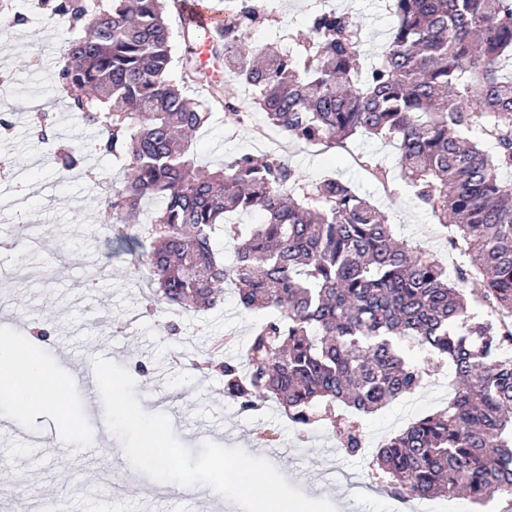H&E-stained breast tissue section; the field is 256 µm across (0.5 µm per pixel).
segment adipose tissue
<instances>
[{"label": "adipose tissue", "mask_w": 512, "mask_h": 512, "mask_svg": "<svg viewBox=\"0 0 512 512\" xmlns=\"http://www.w3.org/2000/svg\"><path fill=\"white\" fill-rule=\"evenodd\" d=\"M65 384L44 368L22 345L0 348V405L10 417L57 406Z\"/></svg>", "instance_id": "obj_1"}]
</instances>
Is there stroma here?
I'll list each match as a JSON object with an SVG mask.
<instances>
[{
  "label": "stroma",
  "instance_id": "1",
  "mask_svg": "<svg viewBox=\"0 0 512 512\" xmlns=\"http://www.w3.org/2000/svg\"><path fill=\"white\" fill-rule=\"evenodd\" d=\"M314 6V0H278L271 22L251 30V42L264 44L274 31L307 34ZM329 6L360 26L368 57L394 24L382 0H329ZM71 37L63 21L41 15L0 29V61L14 73L0 99V117L12 123L0 153L10 156L13 169L0 178V344L24 343L32 328H43L46 337L33 351L68 384L62 397L67 420L46 410L0 429V512H43L52 504L64 512H225L219 498L186 493L175 483L161 488L130 466L118 439L99 428L95 405L83 397V378L98 357L131 373L142 408L167 414L192 452L208 442L243 448L272 462L306 496L329 500L336 512H402L398 499L376 488L357 498L348 477H367L377 448L418 418L447 408L451 365L431 368L412 394L360 414L367 448L357 457L343 453L325 423L302 434L274 402L255 412L226 403L211 349L220 343L224 357L241 358L266 311L242 312L228 286L223 304L181 316L177 333H170L168 314L148 300L150 270L134 259L140 238L113 239L98 222L96 183L123 180L122 162L90 153L77 170L62 173L55 151L72 146L77 136L93 140V129L66 116L48 151L21 117L32 99L55 96ZM197 69L216 88L234 93L251 121L242 125L214 109L190 147L196 164L212 167L237 153L276 155L307 180L334 176L369 198L397 238L447 263L453 251L448 235L402 177L394 144L369 136L343 147L290 139L254 110L243 86L225 83L223 58L209 57ZM372 165L387 170V181L370 175Z\"/></svg>",
  "mask_w": 512,
  "mask_h": 512
}]
</instances>
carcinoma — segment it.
<instances>
[{"label": "carcinoma", "mask_w": 512, "mask_h": 512, "mask_svg": "<svg viewBox=\"0 0 512 512\" xmlns=\"http://www.w3.org/2000/svg\"><path fill=\"white\" fill-rule=\"evenodd\" d=\"M71 31L58 81L68 109L100 132L95 149L126 161L104 186L112 233L143 227L151 302L210 309L236 287L240 310L274 308L255 326L242 371L219 363L224 397L241 410L276 402L306 427L340 406L376 411L414 392L429 364L455 373L448 409L411 423L373 457L372 475L398 499H512V0H392L395 23L370 63L361 29L314 11L310 35L263 46L246 37L268 19L258 0H224L212 51L224 77L247 86L269 124L301 142L369 135L396 145L399 166L467 262L454 278L429 253L397 240L380 211L348 184L308 182L275 157L227 158L198 169L188 140L212 112L169 74L168 0H46ZM80 141L55 156L75 169ZM259 214L244 227L240 214ZM221 232L234 248L226 265ZM483 279L475 295L467 285ZM498 316L492 322L483 309ZM340 447L363 453L353 417Z\"/></svg>", "instance_id": "cac0c4a2"}]
</instances>
